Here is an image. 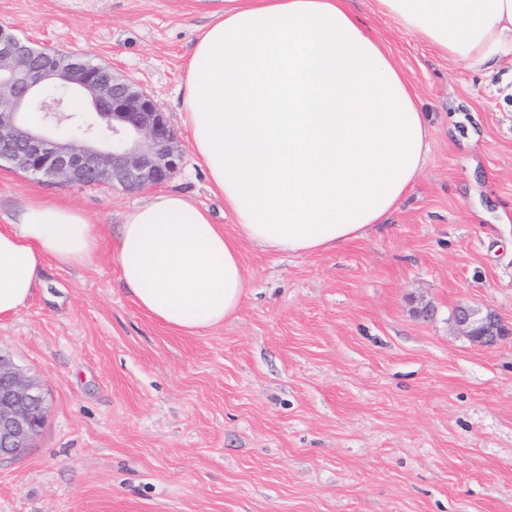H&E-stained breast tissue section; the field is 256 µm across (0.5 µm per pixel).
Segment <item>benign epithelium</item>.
I'll return each mask as SVG.
<instances>
[{
	"label": "benign epithelium",
	"mask_w": 512,
	"mask_h": 512,
	"mask_svg": "<svg viewBox=\"0 0 512 512\" xmlns=\"http://www.w3.org/2000/svg\"><path fill=\"white\" fill-rule=\"evenodd\" d=\"M88 100L90 123L62 142L76 121L70 100ZM183 152L157 101L143 88L82 55L37 47L0 25V166L59 185L156 187L179 171ZM454 322L472 342L492 345L512 327L490 310L459 307ZM46 418L42 387L0 353V456H18Z\"/></svg>",
	"instance_id": "1"
}]
</instances>
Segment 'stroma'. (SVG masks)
Masks as SVG:
<instances>
[{
  "instance_id": "stroma-1",
  "label": "stroma",
  "mask_w": 512,
  "mask_h": 512,
  "mask_svg": "<svg viewBox=\"0 0 512 512\" xmlns=\"http://www.w3.org/2000/svg\"><path fill=\"white\" fill-rule=\"evenodd\" d=\"M224 0H0V23L111 65L152 93L183 148L162 189L234 220L181 120L184 64ZM351 10L417 88L431 152L399 208L318 255L241 246L237 313L198 334L140 310L112 260L154 189L59 186L0 169L20 200L83 211L98 238L48 264L0 317V352L46 419L0 460V512H512V340L477 346L457 307L512 323V67H456L377 11Z\"/></svg>"
}]
</instances>
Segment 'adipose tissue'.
Wrapping results in <instances>:
<instances>
[{
  "label": "adipose tissue",
  "mask_w": 512,
  "mask_h": 512,
  "mask_svg": "<svg viewBox=\"0 0 512 512\" xmlns=\"http://www.w3.org/2000/svg\"><path fill=\"white\" fill-rule=\"evenodd\" d=\"M381 15L472 72L512 62V0H377ZM183 124L233 232L180 193L127 211L112 256L136 305L198 334L239 308L240 247L327 252L384 222L423 171L429 120L348 0H224L185 63ZM98 249L80 210L22 204L0 226V316L33 295L47 262Z\"/></svg>",
  "instance_id": "1"
}]
</instances>
